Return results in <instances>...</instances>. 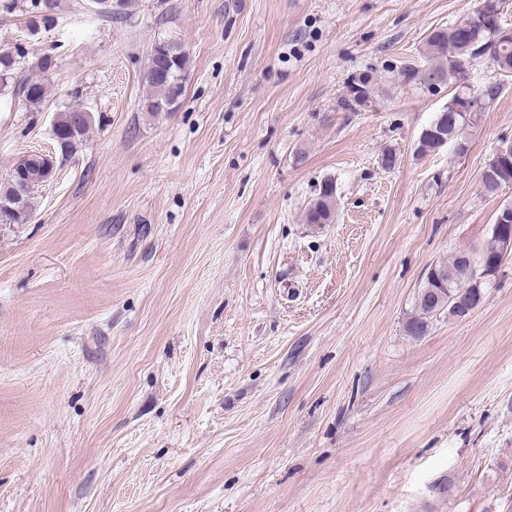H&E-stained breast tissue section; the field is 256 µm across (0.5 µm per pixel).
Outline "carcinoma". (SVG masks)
<instances>
[{
  "instance_id": "carcinoma-1",
  "label": "carcinoma",
  "mask_w": 512,
  "mask_h": 512,
  "mask_svg": "<svg viewBox=\"0 0 512 512\" xmlns=\"http://www.w3.org/2000/svg\"><path fill=\"white\" fill-rule=\"evenodd\" d=\"M155 51L149 54L148 65L143 74L147 88L145 98L146 111L156 114L174 108L184 93V74L189 57L181 41L168 37L155 42ZM425 53L431 64L424 69L413 65L403 67L397 76V83L417 88H429L431 75L452 74L461 70L467 63L488 56L503 76L512 75V31L494 33L487 29L468 24L462 17L446 28H436L426 39ZM13 56L0 50V96L12 90L22 96L29 107L37 109L45 98V86L38 80L29 79L14 83ZM503 84L490 82L475 90L480 103L479 111L490 108L501 95ZM459 100L453 95L448 104L433 117L431 124L443 125L448 134V144L454 146L457 153L468 150L470 131L475 129L474 115L463 117L459 113ZM82 107H70L57 113L53 127L57 134L55 146L57 153L64 157L74 154L86 138L91 122H77ZM42 161L31 163L23 173L21 182L37 185L43 178ZM494 178L483 183L485 194L496 195L506 186L512 185V145L498 149L488 164ZM336 212V184L326 179L319 187L316 197L305 212L307 224H331ZM475 254V249L466 248L454 251L446 260L435 263L428 270L423 285L415 301V313L407 323L408 333L423 336L431 320L441 315L456 317V312L448 302L437 305L431 301L433 291L440 288L437 276L448 275L447 287L454 295L464 294L473 307H478L484 298L485 282L474 279L471 270L461 263L464 255Z\"/></svg>"
}]
</instances>
